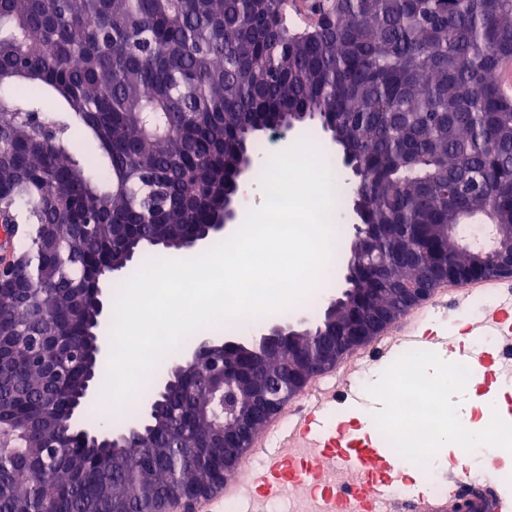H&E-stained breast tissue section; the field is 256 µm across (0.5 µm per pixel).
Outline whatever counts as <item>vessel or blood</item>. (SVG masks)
<instances>
[{"label":"vessel or blood","mask_w":512,"mask_h":512,"mask_svg":"<svg viewBox=\"0 0 512 512\" xmlns=\"http://www.w3.org/2000/svg\"><path fill=\"white\" fill-rule=\"evenodd\" d=\"M481 295L493 297L495 303L465 333L496 338L494 356L481 349H456L453 336L421 333V324L433 310H461ZM375 343V348L357 352L346 362V370L364 371L388 353L416 352L430 345L452 351L454 363L512 381V282L488 277L464 286L441 284L428 305L410 309ZM339 402L363 405L367 399L335 378H313L303 398L265 423L252 442L249 460L234 470L232 480L224 482L216 496L196 502L195 512H222L230 499L239 512H267L269 504L285 498L293 503V512H512V496L499 490L493 472L474 471L464 458L442 474L441 495H397L398 459L373 441L348 447L346 432L330 427L328 415Z\"/></svg>","instance_id":"1"}]
</instances>
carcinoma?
<instances>
[{
    "mask_svg": "<svg viewBox=\"0 0 512 512\" xmlns=\"http://www.w3.org/2000/svg\"><path fill=\"white\" fill-rule=\"evenodd\" d=\"M317 25L288 22V0H0V209L30 226L23 289L0 287V331L100 338L88 282L146 259L224 208L259 135L317 120L355 171L348 207L363 227L364 292L340 318H367L422 262H448L444 224L489 211L512 225V99L496 81L512 57V0H316ZM62 135L47 142L30 116ZM90 137L96 152L76 141ZM61 241L47 250L43 225ZM86 224L77 238L67 225ZM37 303L27 319L22 299ZM0 373V512H158L174 491L224 472V448L193 399L172 390L154 416L120 428V454L87 448L69 409L80 373L60 381L23 343ZM86 429L112 432L95 406Z\"/></svg>",
    "mask_w": 512,
    "mask_h": 512,
    "instance_id": "1",
    "label": "carcinoma"
}]
</instances>
